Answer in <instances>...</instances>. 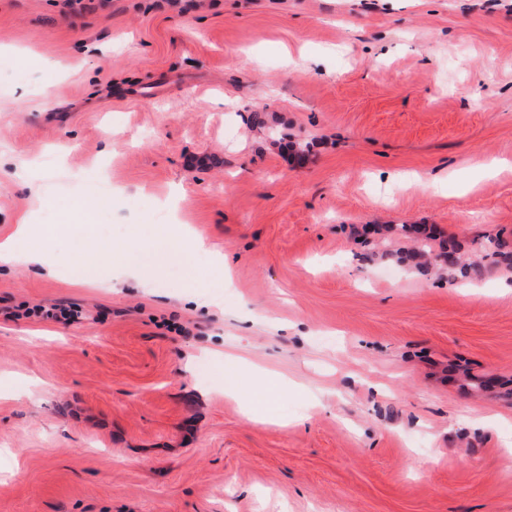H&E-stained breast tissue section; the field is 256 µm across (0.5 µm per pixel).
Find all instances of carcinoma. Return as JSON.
<instances>
[{
  "mask_svg": "<svg viewBox=\"0 0 512 512\" xmlns=\"http://www.w3.org/2000/svg\"><path fill=\"white\" fill-rule=\"evenodd\" d=\"M437 237L422 224H395L387 228L389 248L381 251L379 243L367 239L364 258L392 257L426 279L445 277L451 284L479 279L490 268L512 274V239L486 237L479 244L480 256L473 259L460 245Z\"/></svg>",
  "mask_w": 512,
  "mask_h": 512,
  "instance_id": "cac0c4a2",
  "label": "carcinoma"
}]
</instances>
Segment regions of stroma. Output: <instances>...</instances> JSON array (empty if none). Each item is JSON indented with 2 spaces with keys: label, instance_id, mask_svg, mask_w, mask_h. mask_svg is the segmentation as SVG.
Instances as JSON below:
<instances>
[{
  "label": "stroma",
  "instance_id": "obj_1",
  "mask_svg": "<svg viewBox=\"0 0 512 512\" xmlns=\"http://www.w3.org/2000/svg\"><path fill=\"white\" fill-rule=\"evenodd\" d=\"M23 210L54 270L0 264V512H512V279L359 259L512 239V0H0V242ZM386 232L393 249L382 250L380 256L392 257L426 279L447 277L451 284L466 283L481 278L490 268L512 274V239L487 236L479 244L480 256L473 259L455 242L436 243L438 234L426 225L395 224ZM442 254H449L451 262L439 261ZM80 311L72 305L56 304L51 309H44L42 306H35L26 310V315L42 316L53 319L63 324H69L78 319Z\"/></svg>",
  "mask_w": 512,
  "mask_h": 512
}]
</instances>
